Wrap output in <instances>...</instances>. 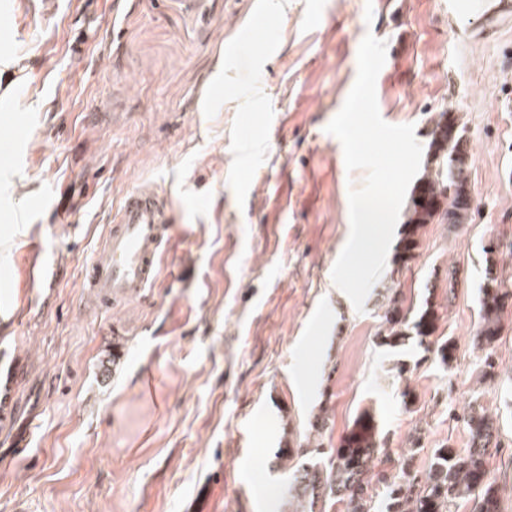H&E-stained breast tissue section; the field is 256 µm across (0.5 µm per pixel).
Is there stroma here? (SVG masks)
<instances>
[{
    "label": "stroma",
    "instance_id": "1",
    "mask_svg": "<svg viewBox=\"0 0 512 512\" xmlns=\"http://www.w3.org/2000/svg\"><path fill=\"white\" fill-rule=\"evenodd\" d=\"M0 0V362L26 366L39 411L29 456L0 465V512H265L284 495L282 448L330 460L355 417L374 415L393 454L422 427L416 470L468 445L466 406L498 417L490 462L512 512V312L497 378L475 342L487 269L512 284V17L487 0ZM265 11L248 53L228 56ZM387 43L382 118L428 146L454 109L470 149L468 223H433L363 310L333 282L350 233L347 171L326 126L357 75L365 35ZM150 187L174 236L145 297L101 310L84 268L101 258L123 193ZM493 256H486L489 244ZM56 267L54 281L37 276ZM442 306L443 367L416 340L378 338L390 297ZM415 396L404 404V392ZM327 410L322 432L311 427Z\"/></svg>",
    "mask_w": 512,
    "mask_h": 512
}]
</instances>
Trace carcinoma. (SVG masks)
Masks as SVG:
<instances>
[{
	"mask_svg": "<svg viewBox=\"0 0 512 512\" xmlns=\"http://www.w3.org/2000/svg\"><path fill=\"white\" fill-rule=\"evenodd\" d=\"M467 140L457 119L439 115L431 133L425 174L415 185L406 213L405 246L393 264L404 265L419 247L418 232L425 224H465L471 215L467 191ZM481 319L476 340L485 351L484 376L495 374L494 348L501 336V317L512 308V289L504 280L488 276L480 289ZM439 313L426 301L425 308L409 318L396 300H389L382 314L380 339L397 346L416 338L419 346L434 352L450 366L455 344L434 338ZM469 429L468 448L444 445L437 449L426 471L414 469L421 429L409 437L410 448L392 457L384 447L374 416L362 412L330 458L329 466L310 460L297 465L288 479L285 512H326L341 504L345 512H451L460 500L473 503V512H500L498 487L491 476L490 460L501 448L499 427L478 401L463 413ZM398 475L389 474V468Z\"/></svg>",
	"mask_w": 512,
	"mask_h": 512,
	"instance_id": "obj_1",
	"label": "carcinoma"
}]
</instances>
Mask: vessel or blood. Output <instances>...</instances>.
Returning a JSON list of instances; mask_svg holds the SVG:
<instances>
[{"label":"vessel or blood","instance_id":"1","mask_svg":"<svg viewBox=\"0 0 512 512\" xmlns=\"http://www.w3.org/2000/svg\"><path fill=\"white\" fill-rule=\"evenodd\" d=\"M174 218L164 196L153 189L127 191L105 237V257L85 271L84 283L99 304L112 298H136L156 278L158 258L168 245ZM25 370L11 363L0 370V424L25 421L34 427V418H21L17 386Z\"/></svg>","mask_w":512,"mask_h":512}]
</instances>
